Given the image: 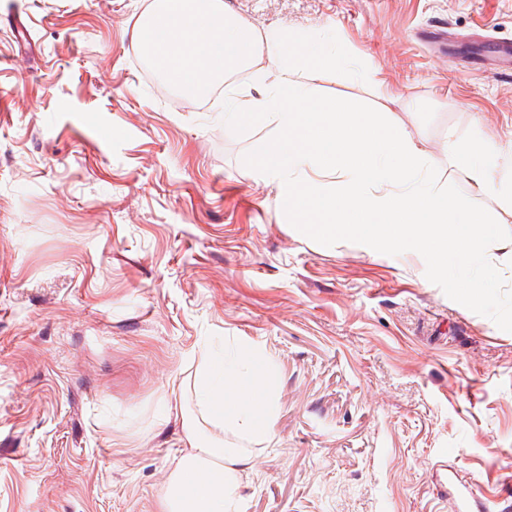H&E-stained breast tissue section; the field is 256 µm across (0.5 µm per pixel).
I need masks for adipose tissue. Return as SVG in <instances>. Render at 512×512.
<instances>
[{
	"instance_id": "obj_1",
	"label": "adipose tissue",
	"mask_w": 512,
	"mask_h": 512,
	"mask_svg": "<svg viewBox=\"0 0 512 512\" xmlns=\"http://www.w3.org/2000/svg\"><path fill=\"white\" fill-rule=\"evenodd\" d=\"M479 142L463 151L449 150L448 166L465 170L479 191L512 197V177L493 180L478 158L489 155ZM266 361L247 349L232 355L202 357L196 371L197 405L211 433H202L195 420L185 424L191 451L184 456L173 478L184 482L188 475L197 481L187 497L168 491L162 512H238L241 500L238 473L245 453L224 445L225 429L262 440L274 434L276 402L267 386Z\"/></svg>"
}]
</instances>
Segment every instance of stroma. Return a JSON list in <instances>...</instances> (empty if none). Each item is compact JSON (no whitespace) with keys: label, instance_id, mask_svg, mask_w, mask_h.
I'll return each mask as SVG.
<instances>
[{"label":"stroma","instance_id":"stroma-1","mask_svg":"<svg viewBox=\"0 0 512 512\" xmlns=\"http://www.w3.org/2000/svg\"><path fill=\"white\" fill-rule=\"evenodd\" d=\"M148 0H0V512H160L203 351L259 350L271 442L240 512H512V332L414 251L296 230L243 163L223 89L144 62ZM263 31L334 32L383 110L512 232L448 149L512 159V0H224ZM386 92L378 94L374 83Z\"/></svg>","mask_w":512,"mask_h":512}]
</instances>
